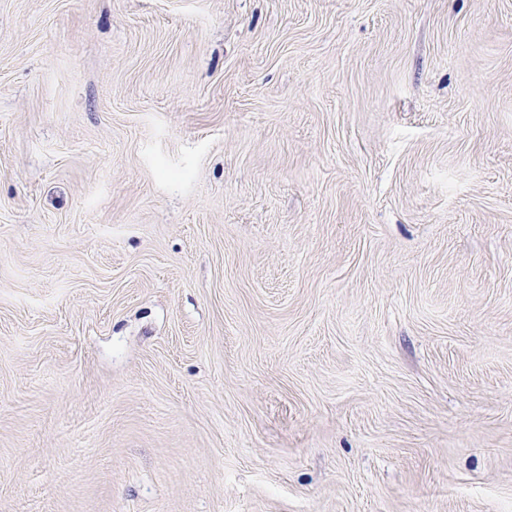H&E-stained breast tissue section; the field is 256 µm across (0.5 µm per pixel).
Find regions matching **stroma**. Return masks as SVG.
Segmentation results:
<instances>
[{"instance_id": "35a3bbf8", "label": "stroma", "mask_w": 512, "mask_h": 512, "mask_svg": "<svg viewBox=\"0 0 512 512\" xmlns=\"http://www.w3.org/2000/svg\"><path fill=\"white\" fill-rule=\"evenodd\" d=\"M0 512H512V0H0Z\"/></svg>"}]
</instances>
